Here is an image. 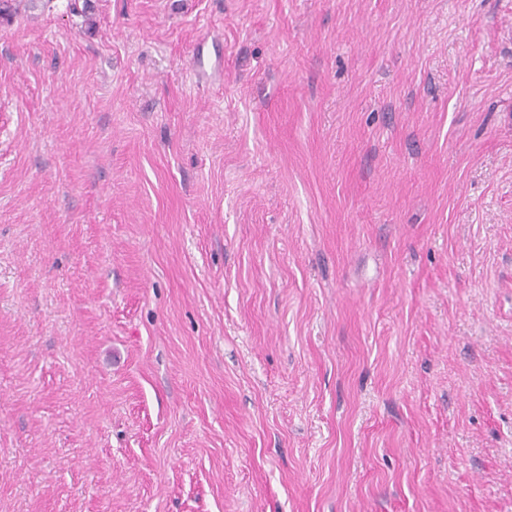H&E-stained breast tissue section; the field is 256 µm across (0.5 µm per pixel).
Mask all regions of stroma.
<instances>
[{
  "label": "stroma",
  "mask_w": 512,
  "mask_h": 512,
  "mask_svg": "<svg viewBox=\"0 0 512 512\" xmlns=\"http://www.w3.org/2000/svg\"><path fill=\"white\" fill-rule=\"evenodd\" d=\"M83 2L0 20V512H512V0Z\"/></svg>",
  "instance_id": "1"
}]
</instances>
